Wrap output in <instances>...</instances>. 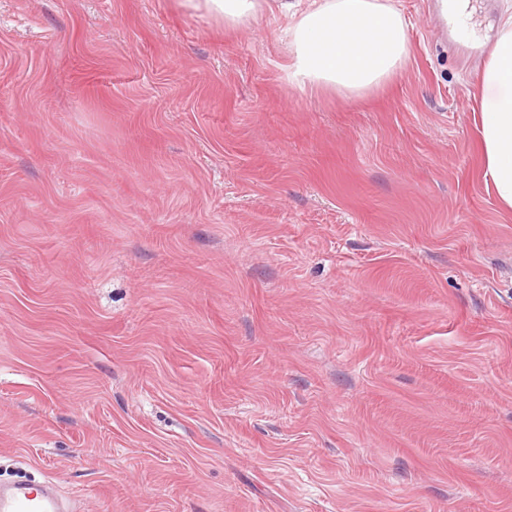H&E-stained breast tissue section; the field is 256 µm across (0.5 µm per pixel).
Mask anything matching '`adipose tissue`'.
Here are the masks:
<instances>
[{
	"label": "adipose tissue",
	"instance_id": "adipose-tissue-1",
	"mask_svg": "<svg viewBox=\"0 0 512 512\" xmlns=\"http://www.w3.org/2000/svg\"><path fill=\"white\" fill-rule=\"evenodd\" d=\"M233 31L275 10L286 18L278 38L288 51V85L353 99L389 83L410 59L408 25L389 0H180ZM485 92L478 144L484 176L512 212V0L499 17L483 63Z\"/></svg>",
	"mask_w": 512,
	"mask_h": 512
}]
</instances>
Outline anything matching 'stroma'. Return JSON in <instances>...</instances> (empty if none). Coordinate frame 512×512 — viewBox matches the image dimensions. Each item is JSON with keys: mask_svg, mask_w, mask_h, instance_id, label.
<instances>
[{"mask_svg": "<svg viewBox=\"0 0 512 512\" xmlns=\"http://www.w3.org/2000/svg\"><path fill=\"white\" fill-rule=\"evenodd\" d=\"M289 86L283 21L0 0V484L77 512H512L488 43Z\"/></svg>", "mask_w": 512, "mask_h": 512, "instance_id": "stroma-1", "label": "stroma"}]
</instances>
